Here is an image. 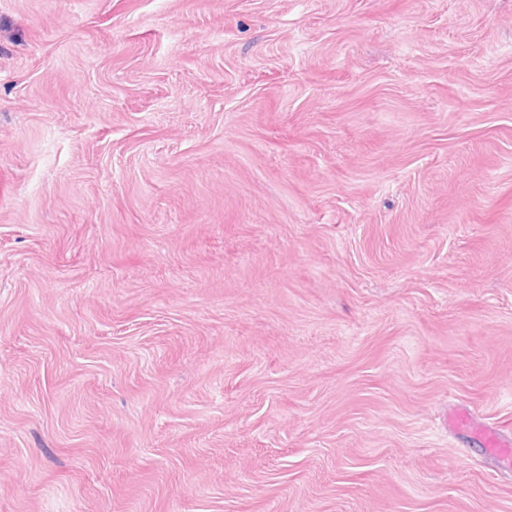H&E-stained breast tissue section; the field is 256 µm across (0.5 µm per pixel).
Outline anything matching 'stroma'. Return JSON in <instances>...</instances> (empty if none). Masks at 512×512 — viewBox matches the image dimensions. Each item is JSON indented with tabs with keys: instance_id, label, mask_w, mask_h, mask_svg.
Listing matches in <instances>:
<instances>
[{
	"instance_id": "stroma-1",
	"label": "stroma",
	"mask_w": 512,
	"mask_h": 512,
	"mask_svg": "<svg viewBox=\"0 0 512 512\" xmlns=\"http://www.w3.org/2000/svg\"><path fill=\"white\" fill-rule=\"evenodd\" d=\"M512 0H0V512H512ZM448 427L476 442L481 455L493 463L496 471L512 473V438L502 427L480 421L466 407H457L448 414Z\"/></svg>"
}]
</instances>
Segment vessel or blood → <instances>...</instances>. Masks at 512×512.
Listing matches in <instances>:
<instances>
[{
	"label": "vessel or blood",
	"instance_id": "b4317fda",
	"mask_svg": "<svg viewBox=\"0 0 512 512\" xmlns=\"http://www.w3.org/2000/svg\"><path fill=\"white\" fill-rule=\"evenodd\" d=\"M448 426L476 442L481 455L492 462L499 473H512V438L505 435L502 427L480 421L465 407L449 413Z\"/></svg>",
	"mask_w": 512,
	"mask_h": 512
}]
</instances>
